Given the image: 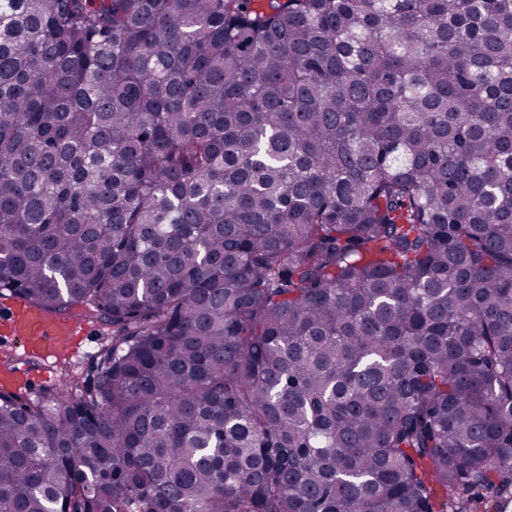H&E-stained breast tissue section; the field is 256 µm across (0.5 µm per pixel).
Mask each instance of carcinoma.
<instances>
[{
	"mask_svg": "<svg viewBox=\"0 0 512 512\" xmlns=\"http://www.w3.org/2000/svg\"><path fill=\"white\" fill-rule=\"evenodd\" d=\"M0 512L512 506V0H0ZM15 301L17 304L6 322L14 336H2V327L0 326V386L7 387L22 396L30 397L43 388L59 384L61 364L68 365L73 374L86 372L89 369L109 336L106 325L97 322L101 330L96 329L97 335L87 336L84 341L79 335L94 329L93 325L85 324L74 327L64 316H50L20 299ZM69 334L76 335L70 337L69 349L73 351L78 348V354H70L67 348L63 350L65 345L61 342L56 355L49 357L46 362L35 356H22L24 354L23 339L19 336L24 337L31 350L47 353L57 336ZM4 350L10 351L12 354L9 365L15 372L14 379L7 383L1 378V352ZM60 352L66 354L67 360L59 362L58 354Z\"/></svg>",
	"mask_w": 512,
	"mask_h": 512,
	"instance_id": "carcinoma-1",
	"label": "carcinoma"
}]
</instances>
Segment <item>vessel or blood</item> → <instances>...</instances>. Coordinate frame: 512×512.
I'll list each match as a JSON object with an SVG mask.
<instances>
[{
	"instance_id": "b4317fda",
	"label": "vessel or blood",
	"mask_w": 512,
	"mask_h": 512,
	"mask_svg": "<svg viewBox=\"0 0 512 512\" xmlns=\"http://www.w3.org/2000/svg\"><path fill=\"white\" fill-rule=\"evenodd\" d=\"M7 326L13 335L24 337L30 349L42 352L50 350L56 337L82 333L68 318L48 315L23 301L17 302Z\"/></svg>"
}]
</instances>
